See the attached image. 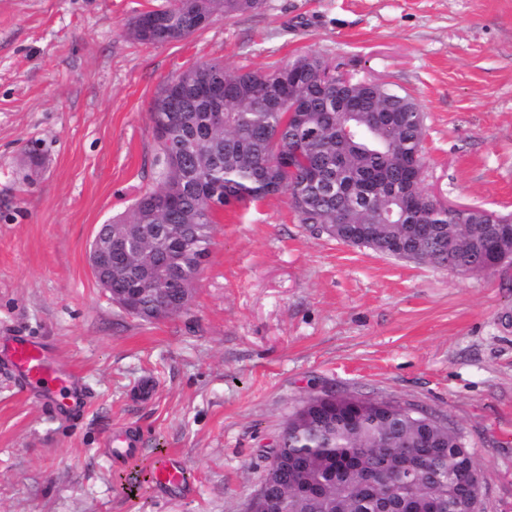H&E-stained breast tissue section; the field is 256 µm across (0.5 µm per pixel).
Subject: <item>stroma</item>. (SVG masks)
I'll list each match as a JSON object with an SVG mask.
<instances>
[{"mask_svg":"<svg viewBox=\"0 0 512 512\" xmlns=\"http://www.w3.org/2000/svg\"><path fill=\"white\" fill-rule=\"evenodd\" d=\"M166 0H0V330L53 345L94 395L71 418L0 376V512H245L311 394L378 399L459 430L481 512H512V268L460 275L300 224L288 195L228 207L186 313L119 308L88 260L102 224L156 185L149 106L203 62L313 52L409 92L422 188L512 214V0H267L164 45L135 40ZM133 428L136 462L109 434ZM172 456L186 487L116 473ZM139 444V436L132 430H125L111 436L106 443V448L111 461L123 463L136 456Z\"/></svg>","mask_w":512,"mask_h":512,"instance_id":"35a3bbf8","label":"stroma"}]
</instances>
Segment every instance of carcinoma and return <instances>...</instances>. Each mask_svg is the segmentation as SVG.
Listing matches in <instances>:
<instances>
[{
  "instance_id": "1",
  "label": "carcinoma",
  "mask_w": 512,
  "mask_h": 512,
  "mask_svg": "<svg viewBox=\"0 0 512 512\" xmlns=\"http://www.w3.org/2000/svg\"><path fill=\"white\" fill-rule=\"evenodd\" d=\"M265 6L266 0H167L137 15L130 34L162 45L207 28L217 16ZM213 66L205 62L167 79L156 95L176 83H202ZM222 70L224 126H211L203 92L180 96L181 116L172 125L149 112L159 150L157 185L102 228L114 236L125 224L135 234L163 232L162 241L135 249L133 261L154 278L131 314L151 322L188 310L200 275L196 258L209 255L218 213L285 192L301 223L343 243L351 239L385 255L401 244L410 260L461 275L476 265L512 263V236L500 238L482 213L426 209L421 184L407 189L410 161L424 164L425 116L410 95L386 83L366 94L359 81L345 84L315 53L267 69ZM341 96L354 103L353 117L338 111ZM327 162L344 192L327 195L308 185L296 193L308 167ZM303 404L308 409L293 412L281 435L278 453L288 468L268 486L279 512H379L385 492L419 512H452L455 498L467 491L477 463L456 429L432 425L399 404L381 411L375 400L358 406L329 394L324 402L312 395ZM375 468L389 470V484L360 489L362 472ZM307 483L323 486L324 495H302Z\"/></svg>"
}]
</instances>
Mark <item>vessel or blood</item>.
<instances>
[{
	"mask_svg": "<svg viewBox=\"0 0 512 512\" xmlns=\"http://www.w3.org/2000/svg\"><path fill=\"white\" fill-rule=\"evenodd\" d=\"M0 359L21 392L41 404L76 414L90 400L83 375L43 340L25 334L7 337ZM139 444L138 435L125 430L110 437L106 448L113 462L123 463L136 456ZM152 479L159 486L177 487L185 482L186 470L177 459L164 457L154 465Z\"/></svg>",
	"mask_w": 512,
	"mask_h": 512,
	"instance_id": "1",
	"label": "vessel or blood"
}]
</instances>
